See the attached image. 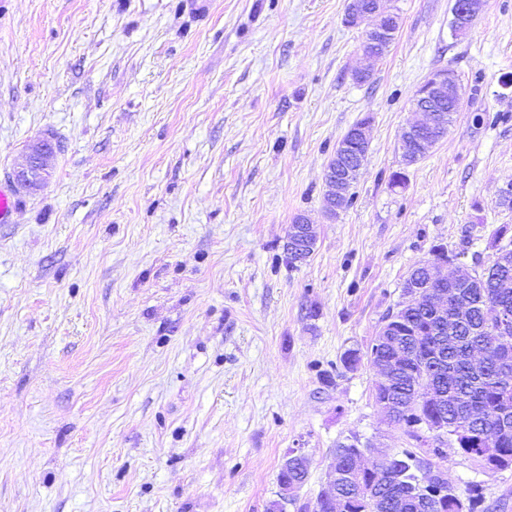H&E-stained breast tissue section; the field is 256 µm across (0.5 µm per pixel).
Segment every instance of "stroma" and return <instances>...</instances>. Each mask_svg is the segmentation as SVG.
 <instances>
[{"mask_svg": "<svg viewBox=\"0 0 512 512\" xmlns=\"http://www.w3.org/2000/svg\"><path fill=\"white\" fill-rule=\"evenodd\" d=\"M347 0H0V512H300L352 437L392 453L366 351L441 244L484 260L512 225V0L464 35L453 0H389L368 82ZM452 71L463 103L404 167L413 97ZM482 122H474V115ZM369 146L338 218L336 145ZM51 179L16 190L31 138ZM405 170L404 187H389ZM310 218L311 257L284 256ZM293 451L309 475L281 500ZM478 512H512V468L446 462ZM360 168L347 169V173L336 174L330 168L325 169L324 182H325V199L324 206L326 213L335 217L337 213V205L346 196L349 195L352 183L351 177L354 172H358ZM352 202L351 194L348 198L344 199L343 202L339 203L341 210H344L350 206Z\"/></svg>", "mask_w": 512, "mask_h": 512, "instance_id": "obj_1", "label": "stroma"}]
</instances>
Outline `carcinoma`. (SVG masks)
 Listing matches in <instances>:
<instances>
[{
    "instance_id": "1",
    "label": "carcinoma",
    "mask_w": 512,
    "mask_h": 512,
    "mask_svg": "<svg viewBox=\"0 0 512 512\" xmlns=\"http://www.w3.org/2000/svg\"><path fill=\"white\" fill-rule=\"evenodd\" d=\"M472 261L475 272V287L459 290V298L472 305V309L456 323L454 344L448 354L435 363L428 362L436 356L439 336L436 334L437 319L433 318V306L425 299L406 298L390 310L385 319L398 320L399 327L408 334L410 358L402 369V378L395 385L402 410L395 425L403 430L414 446L386 456L375 472L362 477L348 476L346 463L357 453L359 440L340 443L333 452L337 466L336 488L341 498L336 502L317 498L313 512H369L366 493L377 491L391 503L386 512H476L481 500L479 487L469 485L460 491L445 479L435 481L434 490L441 493L438 502L441 508L428 509L412 499L419 487L420 472L425 465L422 460L424 437L410 427L407 413L417 404L416 381L431 382L440 386L447 398L444 406L423 411L430 415H444L448 421L447 440L443 447L433 452L448 458L451 453L465 454L488 470H502L512 466V387L500 389L504 380L496 362L501 360L502 345L490 330L505 329L512 344V323L501 325L492 319L489 302L512 315V292L502 294L494 288L495 277L502 273L512 276V262L508 266L487 268L481 253L475 252ZM484 345L489 351L487 364L474 369L469 361V351L476 345ZM481 417L485 438L475 442L464 436L466 428L473 425L474 413ZM304 484L308 478V465L291 462L281 465L278 478Z\"/></svg>"
}]
</instances>
